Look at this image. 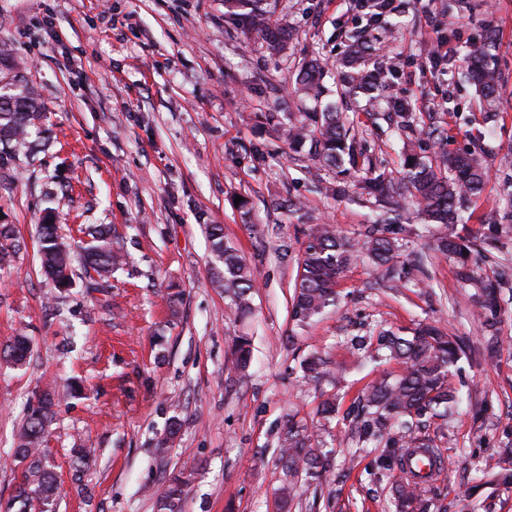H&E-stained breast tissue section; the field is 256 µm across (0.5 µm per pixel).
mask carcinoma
Returning a JSON list of instances; mask_svg holds the SVG:
<instances>
[{
  "label": "carcinoma",
  "instance_id": "1",
  "mask_svg": "<svg viewBox=\"0 0 512 512\" xmlns=\"http://www.w3.org/2000/svg\"><path fill=\"white\" fill-rule=\"evenodd\" d=\"M224 17L233 21L244 34L264 44L271 51L279 50L290 39L288 25L273 19L267 0H224ZM494 43V34L486 33L483 43L469 50L465 57V80L473 85L487 110L497 108L502 77L489 66L488 48ZM343 82L353 91L370 94L369 101H386L397 111L400 126L411 127L413 114L410 105L385 95L389 87L384 71H371L363 60L359 40L352 42L348 55L342 61ZM325 66L316 61L301 65L296 77V93L304 100L317 101L323 93ZM47 107L40 95L25 80L16 78L0 85V169H7L19 153L30 149L44 138ZM277 131L296 153H305L333 169H341L353 162L360 151L355 138L345 128L342 113L335 107L321 112H300L289 115L278 125ZM407 191L424 220L429 224L447 227L460 222L464 204L480 196L487 182L484 158L471 151L453 154L437 153L421 156L414 145H406ZM368 176L362 185L363 194L375 202H389L384 174L368 162ZM211 250L224 264L220 278L224 294L229 296L241 312L249 309L248 296L255 288L253 270L235 246L224 237L220 224L206 225ZM91 242L84 249L82 265L85 276L95 282L107 280L123 263L124 254L112 227L101 224L88 230ZM40 260L44 273L57 288L72 283L71 256L59 242L56 222L39 224ZM19 247L9 224H0V253ZM437 250L443 254L463 257L468 246L457 236L443 233L436 239ZM360 258L385 271L392 287L401 283L396 267L400 258L398 239L386 235V228L371 225L362 242L355 243L338 234L331 224H315L310 229L305 248L298 259V273L293 287L290 316L298 326L309 324L336 302V281L341 273ZM512 278V267L502 270L501 276L482 285L483 310L490 308L502 281ZM362 358L375 361L380 350L387 357L403 365L400 374L384 375L368 385L357 397L356 410L346 414L361 448L388 449L386 470L394 479L395 512H425L423 493L430 487L433 472L441 466V459L429 439L413 436V426L422 420L448 416L449 404L457 402V391L452 386V368L460 358V345L442 328L433 324L419 326L411 336L391 334L383 336L378 347L371 337L360 336L350 342ZM31 351L30 341L18 335L6 347V358L15 364L24 363ZM252 357L250 340L245 336L234 339L229 368L245 369ZM305 383L314 386L333 381L335 374L320 355L312 354L302 363ZM54 398L50 390L43 391L35 407L24 419L14 449L16 460L23 464L17 494L13 503L17 512H53L58 484L48 454L41 448L48 427L54 418ZM280 468V502L286 506L300 493L305 480L326 469V453L314 430L306 424L288 421L278 438ZM196 466H185L168 474L155 493L156 512H183V503L192 483Z\"/></svg>",
  "mask_w": 512,
  "mask_h": 512
}]
</instances>
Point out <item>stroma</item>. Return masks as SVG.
<instances>
[{
	"label": "stroma",
	"mask_w": 512,
	"mask_h": 512,
	"mask_svg": "<svg viewBox=\"0 0 512 512\" xmlns=\"http://www.w3.org/2000/svg\"><path fill=\"white\" fill-rule=\"evenodd\" d=\"M293 37L273 53L226 22L224 0H0V48L50 111L49 140L0 170V222L21 242L0 262V351L17 334L32 343L28 363L0 354V512H9L21 465L13 450L25 415L46 384L56 388L45 443L56 463V512H156L166 472L197 471L183 512H277L279 432L290 414L312 418L322 396L340 418L322 433L333 466L313 481L292 512H394L382 451L360 448L342 416L393 361L361 363L347 339L425 322L459 337L464 353L452 376L458 402L417 436L434 438L447 469L427 494V512H512V487H492L512 448V288L478 314L482 282L512 259V222L483 224L512 193V0H391L367 20L359 0H271ZM497 39L502 75L494 121L462 78L464 49L487 29ZM368 47V68L398 61L392 95L415 114L401 131L386 109L337 92L347 38ZM444 52H437V45ZM329 71L320 102L293 92L304 60ZM332 104L347 117L366 157L348 197L322 193L336 173L291 151L261 119ZM446 138H428L429 126ZM423 155L467 148L483 155L489 180L468 204L455 235L476 242L473 279L462 283L456 257L434 249L441 228L403 203L389 230L402 247L401 288L359 260L338 281L335 306L304 327L290 319L297 259L310 225L332 224L358 240L379 210L358 184L368 163L387 180L404 175L403 143ZM250 200L244 220L236 197ZM304 212L288 214L286 199ZM53 210L71 247L73 285L57 290L40 270L37 230ZM115 229L125 263L107 284L89 287L82 269L85 229ZM209 224L250 264L257 283L248 312L235 311L216 282L222 268ZM237 336L252 360L228 373ZM328 358L336 379L303 384L300 362ZM180 431L159 449L170 418ZM95 450L75 471L70 449Z\"/></svg>",
	"instance_id": "stroma-1"
}]
</instances>
